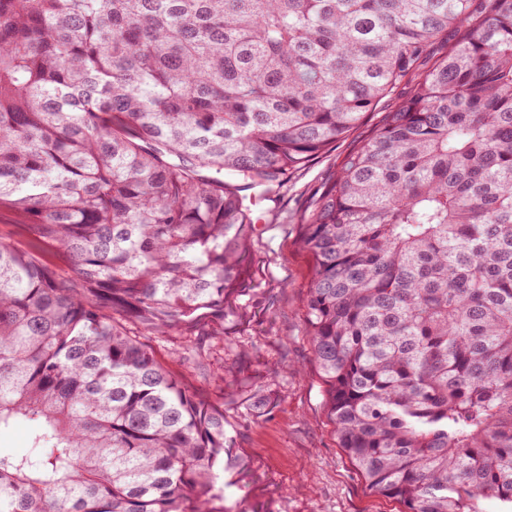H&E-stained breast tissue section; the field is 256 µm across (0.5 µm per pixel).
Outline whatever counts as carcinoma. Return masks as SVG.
<instances>
[{"label":"carcinoma","mask_w":512,"mask_h":512,"mask_svg":"<svg viewBox=\"0 0 512 512\" xmlns=\"http://www.w3.org/2000/svg\"><path fill=\"white\" fill-rule=\"evenodd\" d=\"M407 83L300 214L305 333L370 491L512 512V0H0V207L66 266L0 241V512H231L224 387L147 339L223 346L242 192ZM209 362L204 361L203 365L197 366L194 368H186L182 369L179 367L180 371L184 373V382L189 387L198 389L204 392L214 393L215 391V382L213 378V367L216 366H208ZM2 447L13 448L17 451H25L30 448V425L25 422L16 424L2 437Z\"/></svg>","instance_id":"obj_1"}]
</instances>
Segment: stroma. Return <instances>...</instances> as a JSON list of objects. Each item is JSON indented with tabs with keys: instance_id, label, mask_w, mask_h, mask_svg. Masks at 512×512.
Listing matches in <instances>:
<instances>
[{
	"instance_id": "1",
	"label": "stroma",
	"mask_w": 512,
	"mask_h": 512,
	"mask_svg": "<svg viewBox=\"0 0 512 512\" xmlns=\"http://www.w3.org/2000/svg\"><path fill=\"white\" fill-rule=\"evenodd\" d=\"M396 96L381 100L364 125L321 155L271 200L251 241V262L261 286L262 310L250 324H227L224 336V419L230 446L224 472L226 507L232 512H404L399 501L371 492L341 448L325 406V384L312 359L301 318L312 260L297 245L298 212L370 126L390 111ZM246 358L249 376L231 368ZM269 395L263 413L248 395Z\"/></svg>"
}]
</instances>
